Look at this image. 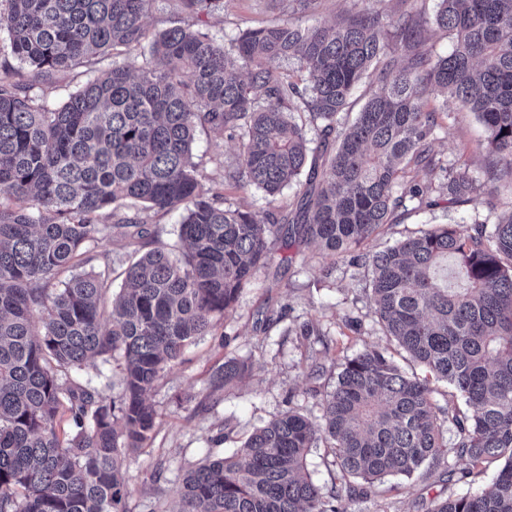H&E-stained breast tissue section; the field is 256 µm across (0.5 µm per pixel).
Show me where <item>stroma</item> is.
Here are the masks:
<instances>
[{"label":"stroma","mask_w":512,"mask_h":512,"mask_svg":"<svg viewBox=\"0 0 512 512\" xmlns=\"http://www.w3.org/2000/svg\"><path fill=\"white\" fill-rule=\"evenodd\" d=\"M287 16L288 0H228L208 18L205 29L225 43L241 29ZM447 109L452 119L433 142L434 153L451 160L464 154L473 167H481L485 162L483 126L455 103H448ZM193 153L203 188H223L234 205L279 211L294 195L288 189L273 201L254 188L238 191L226 186L224 171L238 154L237 139L228 135L199 131ZM473 213L469 203L406 212L398 223L385 225L367 249L383 250L418 229L456 224ZM269 247L270 264L257 272L233 310L212 333L190 343L148 393L157 418L152 439L127 463L129 512H172L188 470L207 458L233 453L254 428L288 410L320 419L322 408L309 395V388L318 384L331 390L335 363L344 356L388 347L376 323L367 266L353 264L352 254L328 256L311 244L290 246L273 238ZM145 251L137 241L115 235L99 241L97 257L89 267L94 271L111 267V289L116 292L129 261ZM350 316L359 320L358 328L347 327ZM305 323L312 324L314 335H299ZM324 333L333 341L331 348H324L320 340ZM229 356L250 360V378L226 391L211 390V378ZM466 469V462L459 460L450 473L434 467L408 480L389 479L382 494L361 504V512H421L420 498L472 492L488 483L485 475L475 482L464 478Z\"/></svg>","instance_id":"obj_1"}]
</instances>
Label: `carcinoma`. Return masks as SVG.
Returning a JSON list of instances; mask_svg holds the SVG:
<instances>
[{
  "label": "carcinoma",
  "mask_w": 512,
  "mask_h": 512,
  "mask_svg": "<svg viewBox=\"0 0 512 512\" xmlns=\"http://www.w3.org/2000/svg\"><path fill=\"white\" fill-rule=\"evenodd\" d=\"M3 2L0 57L16 65L0 73V512H128L123 468L157 416L147 393L238 301L269 237L355 250L420 208L438 176L446 207L475 203L471 225L360 255L383 334L429 376L408 375L386 349L344 357L331 391L308 390L323 395L321 422L289 410L256 428L184 476L176 512H347L342 502L371 500L385 478L451 473L454 458L492 480L424 512H512V0H435L431 16L427 0L394 15L355 3L329 28L298 20L317 0H288L292 18L228 45L191 26L149 35L151 0ZM176 2L199 25L223 4ZM430 25L452 39L449 54L420 50ZM116 46L148 48L145 65L113 60L58 108L22 79L27 68L51 83ZM289 58L297 68H282ZM440 96L487 130L481 172L432 152L450 116ZM200 127L238 138L232 187L275 198L297 186L288 214L203 190ZM175 209L184 260L164 247L141 255L104 318L109 271L78 268L104 238L144 236L147 211ZM117 354L118 397L74 380ZM247 374L229 357L212 386ZM438 382L466 410L439 405ZM318 441L340 473L329 497L306 473Z\"/></svg>",
  "instance_id": "cac0c4a2"
}]
</instances>
